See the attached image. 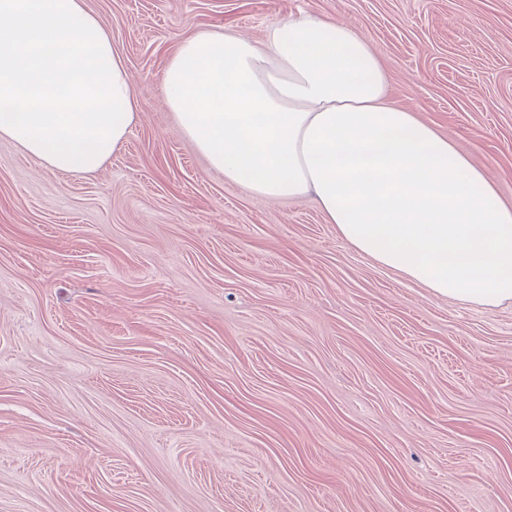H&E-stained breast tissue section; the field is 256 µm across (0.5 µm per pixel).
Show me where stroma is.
Here are the masks:
<instances>
[{
	"mask_svg": "<svg viewBox=\"0 0 512 512\" xmlns=\"http://www.w3.org/2000/svg\"><path fill=\"white\" fill-rule=\"evenodd\" d=\"M138 114L91 174L0 138V512H512V304L433 296L209 169L161 77L312 13L512 201V0H86Z\"/></svg>",
	"mask_w": 512,
	"mask_h": 512,
	"instance_id": "stroma-1",
	"label": "stroma"
}]
</instances>
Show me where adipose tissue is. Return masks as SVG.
<instances>
[{
  "label": "adipose tissue",
  "mask_w": 512,
  "mask_h": 512,
  "mask_svg": "<svg viewBox=\"0 0 512 512\" xmlns=\"http://www.w3.org/2000/svg\"><path fill=\"white\" fill-rule=\"evenodd\" d=\"M180 132L225 181L307 198L350 247L437 296L512 302V203L454 140L393 104L353 27L310 13L262 41L200 31L161 79ZM138 112L126 65L85 0H0V137L89 174Z\"/></svg>",
  "instance_id": "ef3b65f1"
}]
</instances>
